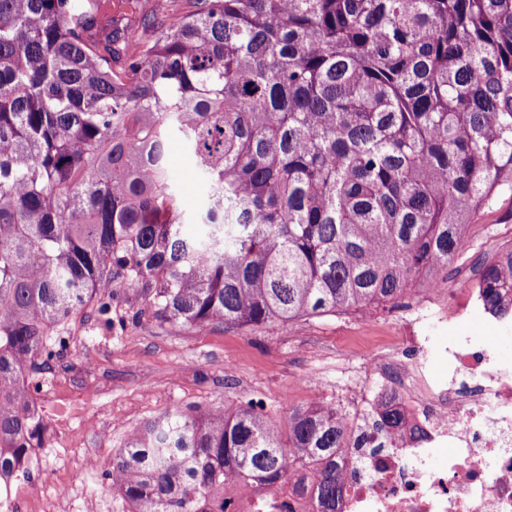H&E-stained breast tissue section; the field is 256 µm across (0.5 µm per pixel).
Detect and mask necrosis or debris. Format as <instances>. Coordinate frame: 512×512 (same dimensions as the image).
<instances>
[{
  "label": "necrosis or debris",
  "mask_w": 512,
  "mask_h": 512,
  "mask_svg": "<svg viewBox=\"0 0 512 512\" xmlns=\"http://www.w3.org/2000/svg\"><path fill=\"white\" fill-rule=\"evenodd\" d=\"M440 290L411 303L406 336L378 352L366 367L369 390H350L352 426L373 427L381 402L402 412L406 429L383 447L344 448L336 460L343 490L336 512H512V359L475 349L472 337L433 339L421 323L470 318L476 289L453 304ZM417 355L406 362L405 349ZM447 366L436 376L433 364ZM225 512H318L290 498L287 487L249 486L226 494Z\"/></svg>",
  "instance_id": "4bbe7bcc"
}]
</instances>
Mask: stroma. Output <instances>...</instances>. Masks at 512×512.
Wrapping results in <instances>:
<instances>
[{
	"instance_id": "stroma-1",
	"label": "stroma",
	"mask_w": 512,
	"mask_h": 512,
	"mask_svg": "<svg viewBox=\"0 0 512 512\" xmlns=\"http://www.w3.org/2000/svg\"><path fill=\"white\" fill-rule=\"evenodd\" d=\"M168 157L183 206L194 211L204 187L181 138L170 140ZM511 244L512 196L504 194L469 227L453 265L459 278L449 284V300L464 295L478 258ZM115 312L124 319V329H107L95 307L87 306L69 326L63 357L36 376L48 411L50 445L40 449L38 466L30 473L31 499L46 494L75 510L80 500L70 481L77 474L87 493L121 501L106 469L131 432L168 412L253 399L283 427L293 406L320 401L351 412L341 392L354 384L371 388L364 375L367 361L402 335L406 322L400 306L369 316L302 318L247 330L192 328L156 320L131 289ZM305 372L322 380L320 396L294 390V378ZM287 391L293 394L288 404L281 399Z\"/></svg>"
}]
</instances>
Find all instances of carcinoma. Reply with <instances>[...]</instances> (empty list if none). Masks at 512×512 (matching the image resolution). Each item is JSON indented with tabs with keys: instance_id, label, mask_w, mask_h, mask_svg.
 <instances>
[{
	"instance_id": "obj_1",
	"label": "carcinoma",
	"mask_w": 512,
	"mask_h": 512,
	"mask_svg": "<svg viewBox=\"0 0 512 512\" xmlns=\"http://www.w3.org/2000/svg\"><path fill=\"white\" fill-rule=\"evenodd\" d=\"M146 39L102 0H0V470L44 423L30 384L93 301L252 329L399 306L448 285L512 194V0H195ZM206 193L188 213L167 146ZM512 318V245L482 265ZM400 432L393 404L376 421ZM355 435L325 404L287 430L252 400L164 415L105 476L131 512H224L235 483L324 507Z\"/></svg>"
}]
</instances>
